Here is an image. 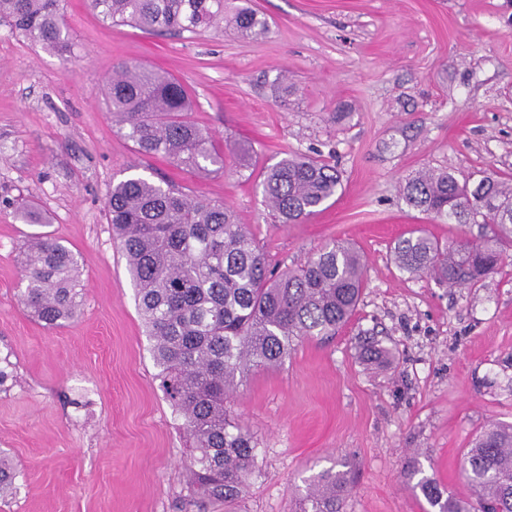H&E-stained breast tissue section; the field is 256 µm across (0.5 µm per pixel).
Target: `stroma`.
I'll return each instance as SVG.
<instances>
[{
    "label": "stroma",
    "mask_w": 512,
    "mask_h": 512,
    "mask_svg": "<svg viewBox=\"0 0 512 512\" xmlns=\"http://www.w3.org/2000/svg\"><path fill=\"white\" fill-rule=\"evenodd\" d=\"M245 6L268 20L264 38L109 27L87 0H64V56L0 22V454L17 471L0 512H299L305 478L336 465L344 512H434L412 468L466 497V449L490 423H512V264L459 289L400 272L391 253L416 227L444 244L479 231L409 208L399 187L416 171L512 175V0H226L224 12ZM123 61L187 87L223 170L141 155L113 129L98 89ZM288 155L326 159L342 186L303 223L274 224L260 175ZM131 176L226 203L271 263L299 265L336 238L367 261L336 335L238 376L224 406L257 441L258 472L236 502L201 505L187 489V438L105 209ZM23 207L81 256L80 311L59 328L20 301ZM368 336L391 359L368 364Z\"/></svg>",
    "instance_id": "1"
}]
</instances>
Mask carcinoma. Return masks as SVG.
<instances>
[{"label":"carcinoma","instance_id":"carcinoma-1","mask_svg":"<svg viewBox=\"0 0 512 512\" xmlns=\"http://www.w3.org/2000/svg\"><path fill=\"white\" fill-rule=\"evenodd\" d=\"M61 0H0L8 22L44 49L70 52ZM113 26L194 33L224 22V0H89ZM246 38L269 32L244 7L232 18ZM101 93L112 121L137 152L202 173L224 169V152L191 118L192 99L176 78L142 63L114 67ZM271 219L297 224L336 195L340 172L322 159L292 155L260 181ZM410 207L433 218L491 226V233L441 245L414 229L394 242L397 268L450 288H473L512 258V176L485 172L472 184L447 169L420 171L402 186ZM113 238L126 259L157 378L189 442L190 488L204 501L243 497L256 471L257 442L226 417L237 376L281 365L299 341L334 336L357 310L366 263L348 241L322 245L295 268L274 269L245 224L222 201L194 198L173 184L135 176L112 186L105 203ZM21 302L56 328L80 306V265L63 240L31 232L18 246ZM467 499L422 477L417 488L437 512H512V424L491 423L467 449ZM15 472L0 459V498ZM343 478L326 470L309 480L301 512H343Z\"/></svg>","mask_w":512,"mask_h":512}]
</instances>
